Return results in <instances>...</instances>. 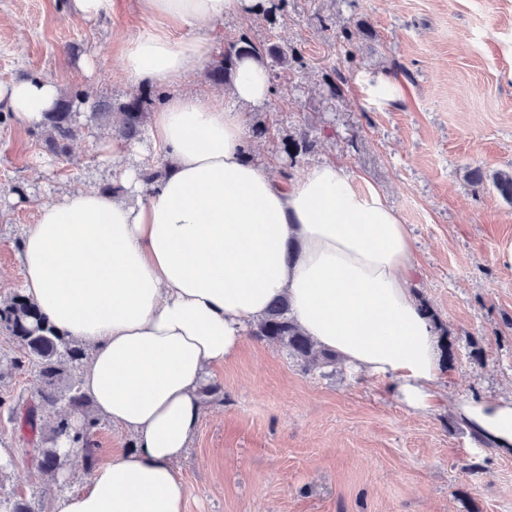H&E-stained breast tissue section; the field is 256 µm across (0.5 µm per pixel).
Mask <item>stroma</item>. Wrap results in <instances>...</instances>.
Returning <instances> with one entry per match:
<instances>
[{
	"instance_id": "stroma-1",
	"label": "stroma",
	"mask_w": 512,
	"mask_h": 512,
	"mask_svg": "<svg viewBox=\"0 0 512 512\" xmlns=\"http://www.w3.org/2000/svg\"><path fill=\"white\" fill-rule=\"evenodd\" d=\"M141 0H112L94 20L68 0H0V83L38 75L89 93L70 159L43 147L41 127L0 122V297L20 291L23 233L39 203L112 186L95 105L136 95L125 44L164 28ZM292 51L267 104L246 110L255 160L299 177L335 163L387 196L416 247L417 296L454 345L429 408L403 403L391 379L343 360L308 370L279 345L244 336L213 372L224 389L176 465L186 512H512V456L480 443L456 404L512 397V203L469 173L512 169V0H289L269 23L250 12L200 29L212 56L240 33ZM91 58V70L80 66ZM394 93L382 90L383 83ZM314 148L290 160L288 139ZM0 332V496L57 512L86 488L80 458L57 481L37 469L22 430L37 381Z\"/></svg>"
}]
</instances>
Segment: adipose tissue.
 Wrapping results in <instances>:
<instances>
[{
    "label": "adipose tissue",
    "mask_w": 512,
    "mask_h": 512,
    "mask_svg": "<svg viewBox=\"0 0 512 512\" xmlns=\"http://www.w3.org/2000/svg\"><path fill=\"white\" fill-rule=\"evenodd\" d=\"M250 2L142 0L147 13L187 29ZM209 52L206 40L163 31L127 44L123 74L135 85H171ZM60 94L53 80L20 79L0 84V105L35 126ZM229 95L169 97L149 133L169 162L165 175L144 184L126 141L113 138L122 193L87 187L42 203L23 235L24 295L89 349L85 391L134 436L132 452L99 464L58 512H185L175 463L201 419L202 391L277 297L319 346L393 378L409 405L433 396L437 335L417 301L415 246L399 214L336 164L282 183L246 160L238 107L269 102L262 60H238ZM457 413L512 454V398H467Z\"/></svg>",
    "instance_id": "ef3b65f1"
}]
</instances>
